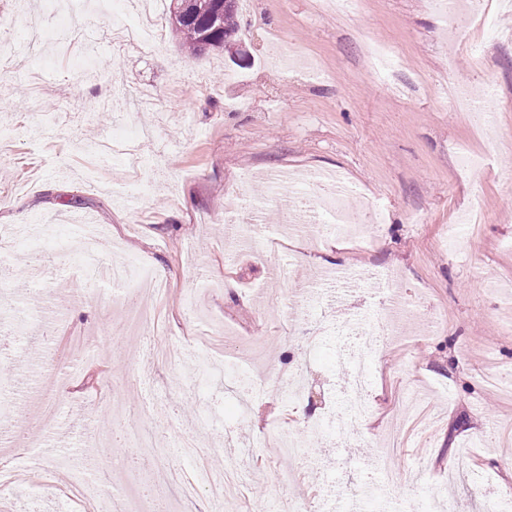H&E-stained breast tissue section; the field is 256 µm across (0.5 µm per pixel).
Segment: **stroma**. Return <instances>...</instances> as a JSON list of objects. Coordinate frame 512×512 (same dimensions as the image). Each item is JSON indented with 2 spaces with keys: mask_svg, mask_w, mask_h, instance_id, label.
Wrapping results in <instances>:
<instances>
[{
  "mask_svg": "<svg viewBox=\"0 0 512 512\" xmlns=\"http://www.w3.org/2000/svg\"><path fill=\"white\" fill-rule=\"evenodd\" d=\"M48 5L0 0V19L24 29L40 14L47 30L66 29L69 47L36 43L18 58L0 48V251L10 269L0 304L27 320L29 333L5 357L15 373L0 380L7 417L42 428L44 452L65 458L56 484L17 488L21 512H68L57 488L81 477L105 497L141 502L140 512H188L175 487L156 488L157 469L191 471L179 447L197 438L206 458L227 456L224 433L266 439L264 469L241 465L244 485L226 512H278L281 502L310 493L316 473L324 512H512V399L485 383L512 379V12L496 0H464L496 13V27L465 30L432 0H363L342 15L322 0H249L238 7L239 39L252 64L234 65L221 50L183 54L169 18L158 47L115 50L107 16L94 0ZM382 41L398 68L379 75L367 47ZM484 46L483 61L468 47ZM150 88L151 108L137 103ZM477 105L495 100L490 129L451 103L458 88ZM138 130L142 165L126 156L99 161L87 139L107 140L113 127ZM462 153L487 155L476 173ZM335 171L357 187L354 204L376 207L383 222L365 240L313 244L311 229H285V213L267 172ZM263 202L268 247L225 233L224 213L240 196ZM38 219L39 244L52 257L33 279L32 250L15 232ZM106 227L123 257L165 269L159 304L179 345L200 342L177 363H147L149 335L123 319L127 291L88 281L78 224ZM307 249L311 260L295 256ZM392 271L385 287L365 283L352 294L362 317L381 315L388 290L401 312L387 348L371 358L370 411L351 448L333 449L328 433L311 431L324 389L347 368L334 362L336 337L302 357V304L292 296L316 289L323 272ZM436 321L423 335L411 305ZM194 304L198 318L184 314ZM232 372H212L203 357ZM307 363L312 399L291 410L283 391L260 392L239 410L237 372L269 378ZM59 421L42 427L46 401ZM159 406L161 430L142 463L123 469L128 448L113 434L132 429L145 404ZM305 439L302 456L277 444L283 430ZM404 431L393 460L400 484L370 464L385 437ZM291 471L295 480L276 482Z\"/></svg>",
  "mask_w": 512,
  "mask_h": 512,
  "instance_id": "1",
  "label": "stroma"
}]
</instances>
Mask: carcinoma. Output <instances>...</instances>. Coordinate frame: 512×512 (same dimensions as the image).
Returning a JSON list of instances; mask_svg holds the SVG:
<instances>
[{
	"instance_id": "1",
	"label": "carcinoma",
	"mask_w": 512,
	"mask_h": 512,
	"mask_svg": "<svg viewBox=\"0 0 512 512\" xmlns=\"http://www.w3.org/2000/svg\"><path fill=\"white\" fill-rule=\"evenodd\" d=\"M215 4L216 0H170V17H175L176 12L181 9L188 16V19L179 20L175 25V31L184 48L195 53L207 49H222L224 38L235 37L237 8L227 9L214 21L212 15Z\"/></svg>"
}]
</instances>
